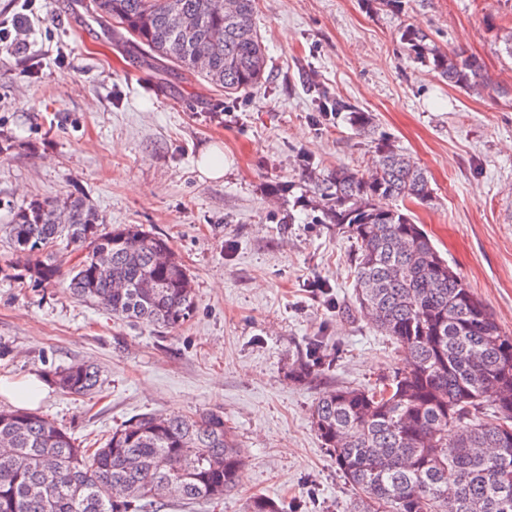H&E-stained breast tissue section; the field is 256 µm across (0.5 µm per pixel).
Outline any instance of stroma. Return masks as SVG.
I'll use <instances>...</instances> for the list:
<instances>
[{"label": "stroma", "instance_id": "obj_1", "mask_svg": "<svg viewBox=\"0 0 512 512\" xmlns=\"http://www.w3.org/2000/svg\"><path fill=\"white\" fill-rule=\"evenodd\" d=\"M24 20L15 29L16 20ZM267 81L230 100L211 84L142 65L90 0H0V225L33 200L82 194L104 228L165 236L195 289L175 330L131 326L63 288L20 282L0 232V376L95 364L101 388L50 387L37 407L75 437L106 439L141 413H222L244 462L218 503L170 498L159 512H352L355 494L312 426L324 392L391 378L403 351L354 304V244L299 206L300 156L367 172L387 137L426 169L410 204L449 266L512 336V0H257ZM407 24L466 49L501 94L448 86L397 42ZM326 88L368 112L369 132L317 110ZM224 153V177L195 160ZM330 365L296 375L312 343ZM221 152L217 148H211L202 152L197 159V168L201 175L209 179H219L224 176V154L222 160L217 161Z\"/></svg>", "mask_w": 512, "mask_h": 512}]
</instances>
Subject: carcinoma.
Returning a JSON list of instances; mask_svg holds the SVG:
<instances>
[{"label": "carcinoma", "instance_id": "carcinoma-1", "mask_svg": "<svg viewBox=\"0 0 512 512\" xmlns=\"http://www.w3.org/2000/svg\"><path fill=\"white\" fill-rule=\"evenodd\" d=\"M112 37L155 67L162 60L242 96L265 79L267 49L255 0H91ZM402 48L450 87L490 93L480 65L448 53L405 25ZM320 112H349L366 130L370 113L324 91ZM303 206L353 240L351 272L360 311L406 350L407 364L374 387L343 386L314 405V430L358 496L355 512H512V336L436 249L427 233L380 197L424 205L428 176L383 137L370 173L326 174L299 159ZM16 258L39 284L128 321L177 329L194 311L191 277L170 241L139 224L108 231L87 199L33 200L5 226ZM61 240L81 253L64 270ZM65 393L100 384L91 363L52 373ZM492 413L483 414L485 407ZM243 454L218 412L145 413L84 448L54 419L27 408L0 410V512H152L176 496L217 502L235 489ZM245 512H279L250 498Z\"/></svg>", "mask_w": 512, "mask_h": 512}]
</instances>
